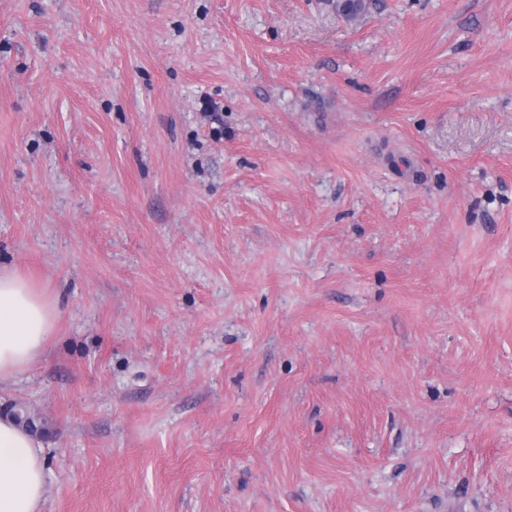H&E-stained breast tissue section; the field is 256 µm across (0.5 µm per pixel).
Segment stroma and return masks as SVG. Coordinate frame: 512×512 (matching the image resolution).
<instances>
[{"label": "stroma", "mask_w": 512, "mask_h": 512, "mask_svg": "<svg viewBox=\"0 0 512 512\" xmlns=\"http://www.w3.org/2000/svg\"><path fill=\"white\" fill-rule=\"evenodd\" d=\"M0 0V402L44 512H512V0ZM60 315L52 288L0 268V387L40 360Z\"/></svg>", "instance_id": "35a3bbf8"}]
</instances>
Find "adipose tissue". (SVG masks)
Returning <instances> with one entry per match:
<instances>
[{"label": "adipose tissue", "instance_id": "adipose-tissue-1", "mask_svg": "<svg viewBox=\"0 0 512 512\" xmlns=\"http://www.w3.org/2000/svg\"><path fill=\"white\" fill-rule=\"evenodd\" d=\"M60 315L51 288L0 268V386L40 360ZM48 480L38 434L0 418V512H44Z\"/></svg>", "mask_w": 512, "mask_h": 512}]
</instances>
